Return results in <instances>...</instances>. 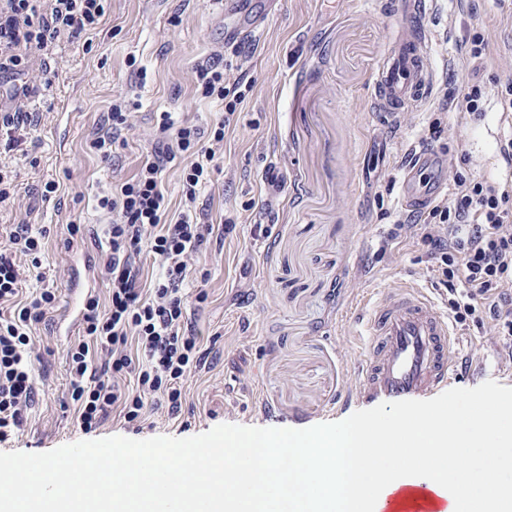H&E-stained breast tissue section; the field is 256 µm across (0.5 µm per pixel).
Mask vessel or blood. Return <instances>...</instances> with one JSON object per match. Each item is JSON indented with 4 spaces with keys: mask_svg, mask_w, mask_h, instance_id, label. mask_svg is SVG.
Returning a JSON list of instances; mask_svg holds the SVG:
<instances>
[{
    "mask_svg": "<svg viewBox=\"0 0 512 512\" xmlns=\"http://www.w3.org/2000/svg\"><path fill=\"white\" fill-rule=\"evenodd\" d=\"M401 19L427 21L429 0H395ZM432 73L426 59V32H398L388 46L375 79V106L388 123L423 100ZM431 151L416 155L403 178L402 202L414 208L436 198L446 187L444 178L423 184L426 171L439 167ZM367 342L357 367L356 397L364 403H384L422 397L456 379L458 343L446 314L422 290L396 289L371 306ZM428 492L416 488L388 498L384 512H434Z\"/></svg>",
    "mask_w": 512,
    "mask_h": 512,
    "instance_id": "1",
    "label": "vessel or blood"
}]
</instances>
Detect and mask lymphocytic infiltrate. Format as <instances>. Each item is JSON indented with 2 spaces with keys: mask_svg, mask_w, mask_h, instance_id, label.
Segmentation results:
<instances>
[{
  "mask_svg": "<svg viewBox=\"0 0 512 512\" xmlns=\"http://www.w3.org/2000/svg\"><path fill=\"white\" fill-rule=\"evenodd\" d=\"M104 0H0V78L15 79L12 97L27 95L24 78L30 68L22 49L34 48L50 59L61 40H78L98 25ZM206 96L223 101L234 114L244 93L225 85L217 65L197 71ZM158 145L139 172L117 186L100 205L112 214L109 253L102 272L110 288L107 301L87 296L81 307L82 337L66 352L69 393L80 429L96 431L111 411L126 422L141 420L149 407L166 405L171 416L182 410L185 381L208 365L209 349L188 315L180 291L188 261L197 254L213 225L194 208L197 194L209 181L216 153L224 139V122L204 132L176 124L170 113L160 115ZM505 167L496 176L473 180L457 173L453 191L423 211L418 225L397 221L395 236L420 230L428 257L448 292L455 323H490L496 336L512 343V138L500 146ZM191 156L182 171L188 207L171 224L164 223L167 202L161 174L177 157ZM10 256L0 255V303L17 301L20 272L15 255L42 268L48 258L40 236L28 225L9 235ZM152 255L161 274L142 283L139 259ZM57 302L55 291L42 289L14 313L0 314V442L20 429L35 397L34 365L39 355L33 324L45 319Z\"/></svg>",
  "mask_w": 512,
  "mask_h": 512,
  "instance_id": "lymphocytic-infiltrate-1",
  "label": "lymphocytic infiltrate"
}]
</instances>
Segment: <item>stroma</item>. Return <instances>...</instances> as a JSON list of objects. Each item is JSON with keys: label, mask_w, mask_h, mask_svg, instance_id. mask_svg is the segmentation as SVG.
I'll return each instance as SVG.
<instances>
[{"label": "stroma", "mask_w": 512, "mask_h": 512, "mask_svg": "<svg viewBox=\"0 0 512 512\" xmlns=\"http://www.w3.org/2000/svg\"><path fill=\"white\" fill-rule=\"evenodd\" d=\"M387 2L251 0L260 26L246 36L224 0H106L97 28L78 42H61L57 60L46 77L31 80L26 98L0 97V114L40 116L13 167L16 203L0 207V251L14 225L44 233L52 267L41 281L29 258L16 256L21 288L28 299L44 287L58 291L48 321L33 327L52 350L36 369L35 403L0 452H45L84 438L66 408L69 339L57 321L75 264L86 254L97 265L107 249L112 215L99 200L150 156L159 112L180 124L227 123L197 198L217 229L183 283L185 293L207 295L191 318L214 357L185 382L179 418L154 410L135 431L113 414L97 438H188L223 423L304 429L361 410L350 396L364 346L359 299L417 287L440 309L448 307L421 239L390 238L406 214L399 201L404 168L426 148L443 161L446 175L498 173L505 128L495 107L461 125L438 106L465 79L491 94L512 73V0H435L428 48L435 84L398 126L384 124L372 98L398 26ZM475 32L489 43L477 67L460 53L463 36ZM230 37L243 52L223 60L224 80L248 89L228 117L222 101L197 92L196 69ZM120 101L131 129L105 160L90 143L106 132L107 114ZM437 117L445 131L433 142L427 131ZM457 145L466 161L450 157ZM275 176L284 188L272 186ZM48 181L59 189L46 200L41 190ZM227 220L235 225L228 234L220 228ZM71 224L83 225L82 238L69 240ZM259 224L267 234L255 233ZM458 332L457 387L488 380L512 387V347L486 327L468 324Z\"/></svg>", "instance_id": "1"}]
</instances>
